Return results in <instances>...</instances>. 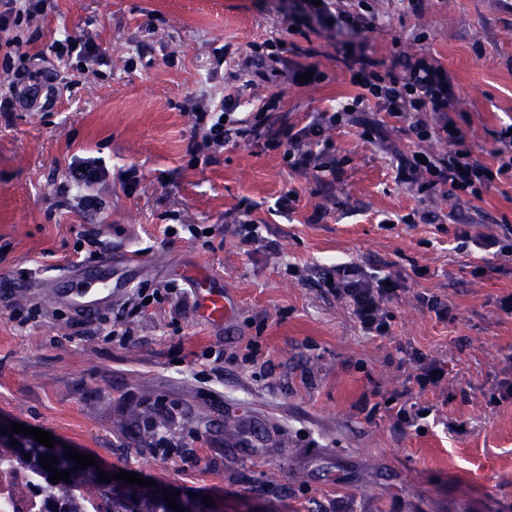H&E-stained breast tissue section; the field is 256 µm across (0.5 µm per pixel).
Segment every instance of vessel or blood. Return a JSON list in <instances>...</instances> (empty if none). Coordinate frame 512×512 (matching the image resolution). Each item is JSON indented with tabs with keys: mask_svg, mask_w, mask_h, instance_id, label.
<instances>
[{
	"mask_svg": "<svg viewBox=\"0 0 512 512\" xmlns=\"http://www.w3.org/2000/svg\"><path fill=\"white\" fill-rule=\"evenodd\" d=\"M112 280V263L106 260L93 270L58 278L54 298L81 314L92 315L111 304ZM195 288L197 309L203 318L214 324L224 323L230 318L233 304L222 285L203 275L196 279Z\"/></svg>",
	"mask_w": 512,
	"mask_h": 512,
	"instance_id": "vessel-or-blood-1",
	"label": "vessel or blood"
}]
</instances>
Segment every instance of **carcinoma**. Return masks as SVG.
I'll return each mask as SVG.
<instances>
[{"mask_svg": "<svg viewBox=\"0 0 512 512\" xmlns=\"http://www.w3.org/2000/svg\"><path fill=\"white\" fill-rule=\"evenodd\" d=\"M11 438L0 436V447L10 449L11 458L14 462L29 466L36 470L48 480L50 489L62 494L64 497L75 498L86 494L101 493L112 499V512H171L167 502L152 495H143L131 490H121L118 488L107 489L101 485L97 479L82 469L75 468V461L66 456L64 452L51 453L34 443L22 448L12 446ZM30 455V459H25V455ZM56 456L58 464L55 465L60 471L69 470L71 474L69 480H60L58 483L49 481L52 474L47 472L39 463V456Z\"/></svg>", "mask_w": 512, "mask_h": 512, "instance_id": "carcinoma-1", "label": "carcinoma"}]
</instances>
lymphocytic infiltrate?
<instances>
[{
    "label": "lymphocytic infiltrate",
    "instance_id": "1",
    "mask_svg": "<svg viewBox=\"0 0 512 512\" xmlns=\"http://www.w3.org/2000/svg\"><path fill=\"white\" fill-rule=\"evenodd\" d=\"M50 0H0V75L13 72V53L19 45L11 36L12 26L20 20L44 18ZM344 63L358 76L362 94L352 99V110L317 112L301 128L288 125L273 127L269 112L279 105L278 98H268L260 112L242 118L239 93H225L219 104L200 99L192 114L191 154L218 152L225 143L238 140L263 143L269 150L281 151L291 170L321 179L335 173L336 161L329 158V133L343 124L355 122V107L375 98L379 108L396 117L407 119L417 143L433 139L445 145L444 152L422 154L414 151L411 158L398 165L397 179L416 186L418 192L433 194L444 187L481 197L483 191L496 182L512 181V127L501 126L492 134L489 159H482L465 145L464 133H452L453 117L448 111L451 92L447 73L426 61L411 65L405 75L380 72L372 60L362 56H345ZM107 170L95 158L73 159L65 179L57 188L68 195L75 187L84 189L82 198L86 209H96L99 202L94 187L104 182ZM291 274L316 281L324 292L349 306L360 329L368 336H387L391 333L390 304L398 299L403 286L392 275L367 271L354 262L306 268L291 267Z\"/></svg>",
    "mask_w": 512,
    "mask_h": 512
}]
</instances>
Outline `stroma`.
Here are the masks:
<instances>
[{"mask_svg":"<svg viewBox=\"0 0 512 512\" xmlns=\"http://www.w3.org/2000/svg\"><path fill=\"white\" fill-rule=\"evenodd\" d=\"M334 3L366 9L374 26L352 38L301 18L287 36L293 0H56L45 22L21 25L24 66L53 81L38 106L0 118V276L12 281L0 288V419L50 432L106 469L211 496L220 512H512V404L482 396L512 348V318L496 309L512 292V262L480 261L455 238L460 224L512 225V183L479 201L397 184L415 139L378 109L388 148L359 125L336 128L329 193L254 145L227 143L208 162L187 153L192 104L224 96V53L284 37L288 60L319 77L245 90L247 100L280 97L273 125L299 127L351 102L359 88L343 50L399 75L424 59L448 74L466 146L486 154L492 132L512 122V0ZM81 33L98 36L104 59L58 61L52 41ZM76 156L109 171L90 215L56 193ZM132 166L140 183L128 192L121 174ZM292 190L290 212H275ZM245 200L270 228L249 254L231 226ZM318 206L325 218L309 223ZM416 211L437 224L404 223ZM167 224L211 227L212 241L166 238ZM135 252L142 262L101 316L53 299L56 277ZM334 261L404 282L391 335H365L345 303L287 271ZM200 272L234 302L228 322L210 325L172 296L128 320L138 288L190 293ZM422 293L447 300L453 320L424 309ZM126 321L128 340L117 334ZM253 344L254 364L243 359ZM415 350L448 368L424 396L432 413L412 427L384 408L366 418L365 396L410 386Z\"/></svg>","mask_w":512,"mask_h":512,"instance_id":"obj_1","label":"stroma"}]
</instances>
